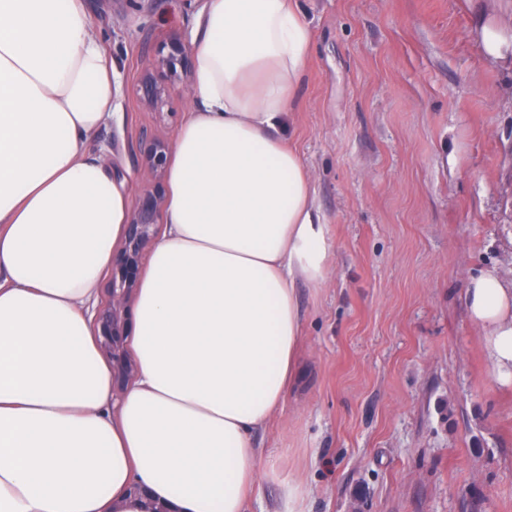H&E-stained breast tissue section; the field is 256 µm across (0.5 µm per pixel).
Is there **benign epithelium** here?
Here are the masks:
<instances>
[{
	"mask_svg": "<svg viewBox=\"0 0 512 512\" xmlns=\"http://www.w3.org/2000/svg\"><path fill=\"white\" fill-rule=\"evenodd\" d=\"M193 49L180 32L170 33L153 48V55L136 79L135 92L140 106L162 113L175 84L190 81ZM140 139L146 142L139 168L146 174L143 186L135 194L119 249L113 253L105 287L92 309V327L102 352L112 360L118 380L115 399H121L135 365L125 345L127 303L135 294L142 260L155 242L165 203V182L169 166L168 141L144 129Z\"/></svg>",
	"mask_w": 512,
	"mask_h": 512,
	"instance_id": "obj_1",
	"label": "benign epithelium"
}]
</instances>
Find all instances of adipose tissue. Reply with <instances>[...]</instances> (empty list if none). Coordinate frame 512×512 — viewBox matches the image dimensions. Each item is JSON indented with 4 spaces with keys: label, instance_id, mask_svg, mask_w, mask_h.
<instances>
[{
    "label": "adipose tissue",
    "instance_id": "adipose-tissue-1",
    "mask_svg": "<svg viewBox=\"0 0 512 512\" xmlns=\"http://www.w3.org/2000/svg\"><path fill=\"white\" fill-rule=\"evenodd\" d=\"M192 46L116 402L86 312L131 199L84 150L112 63L84 0H0V512H248L268 476L254 436L299 377L294 284L333 251L284 134L313 34L300 0H206ZM462 298L512 385V281L483 268Z\"/></svg>",
    "mask_w": 512,
    "mask_h": 512
}]
</instances>
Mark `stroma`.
I'll use <instances>...</instances> for the list:
<instances>
[{"instance_id": "obj_1", "label": "stroma", "mask_w": 512, "mask_h": 512, "mask_svg": "<svg viewBox=\"0 0 512 512\" xmlns=\"http://www.w3.org/2000/svg\"><path fill=\"white\" fill-rule=\"evenodd\" d=\"M84 4L117 86L84 149L134 193L140 131L174 140L192 107L178 88L173 116L141 110V60L202 4ZM301 4L314 41L289 126L334 249L320 286L296 285L304 378L255 446L309 512H512V387L461 300L478 268L512 280V0Z\"/></svg>"}]
</instances>
